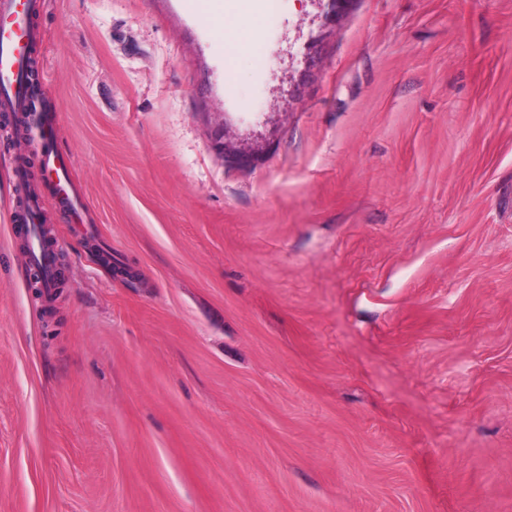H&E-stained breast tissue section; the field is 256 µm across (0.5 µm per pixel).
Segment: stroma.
<instances>
[{
    "label": "stroma",
    "instance_id": "stroma-1",
    "mask_svg": "<svg viewBox=\"0 0 512 512\" xmlns=\"http://www.w3.org/2000/svg\"><path fill=\"white\" fill-rule=\"evenodd\" d=\"M41 2L83 222L44 305L0 142V512H512V0ZM226 27L229 35L225 40V61L232 65L239 53L248 50L255 38V26L251 17L240 16L232 20Z\"/></svg>",
    "mask_w": 512,
    "mask_h": 512
}]
</instances>
